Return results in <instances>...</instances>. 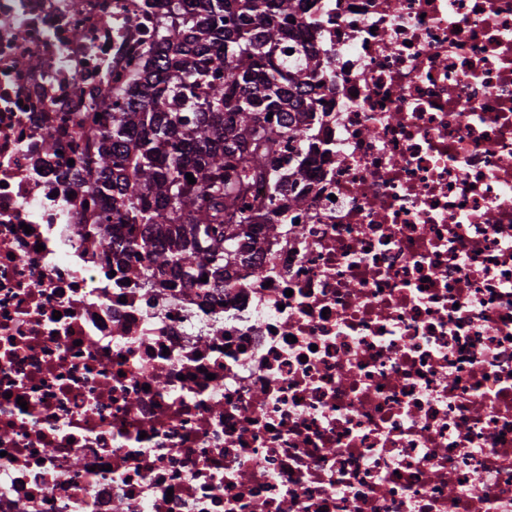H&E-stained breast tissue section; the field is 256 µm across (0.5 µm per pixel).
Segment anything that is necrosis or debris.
Returning a JSON list of instances; mask_svg holds the SVG:
<instances>
[{"instance_id": "1", "label": "necrosis or debris", "mask_w": 512, "mask_h": 512, "mask_svg": "<svg viewBox=\"0 0 512 512\" xmlns=\"http://www.w3.org/2000/svg\"><path fill=\"white\" fill-rule=\"evenodd\" d=\"M165 10L0 0V512H512V0H313L302 203L218 291L79 160Z\"/></svg>"}]
</instances>
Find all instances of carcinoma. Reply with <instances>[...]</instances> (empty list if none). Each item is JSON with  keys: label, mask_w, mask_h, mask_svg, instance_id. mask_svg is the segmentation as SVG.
I'll use <instances>...</instances> for the list:
<instances>
[{"label": "carcinoma", "mask_w": 512, "mask_h": 512, "mask_svg": "<svg viewBox=\"0 0 512 512\" xmlns=\"http://www.w3.org/2000/svg\"><path fill=\"white\" fill-rule=\"evenodd\" d=\"M170 2L155 57L112 97L110 124L87 142L88 191L127 227L120 242L99 231L114 259L140 251L147 282L222 288L249 251L250 227L278 229L282 144L315 148L308 132L323 100L310 93L327 62L309 40L308 0ZM287 38L300 39L292 55ZM256 182L267 186L260 201L250 197Z\"/></svg>", "instance_id": "1"}]
</instances>
